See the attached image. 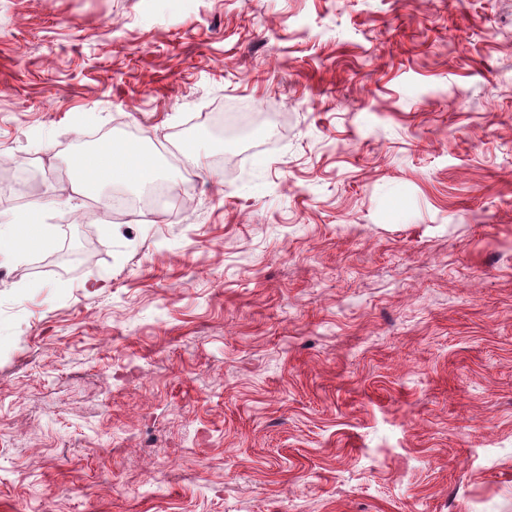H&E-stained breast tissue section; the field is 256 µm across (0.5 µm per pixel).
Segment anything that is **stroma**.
Returning <instances> with one entry per match:
<instances>
[{"label":"stroma","mask_w":512,"mask_h":512,"mask_svg":"<svg viewBox=\"0 0 512 512\" xmlns=\"http://www.w3.org/2000/svg\"><path fill=\"white\" fill-rule=\"evenodd\" d=\"M113 140L183 196L67 200ZM36 202L0 512H512V0H0Z\"/></svg>","instance_id":"1"}]
</instances>
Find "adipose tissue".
<instances>
[{
  "instance_id": "obj_1",
  "label": "adipose tissue",
  "mask_w": 512,
  "mask_h": 512,
  "mask_svg": "<svg viewBox=\"0 0 512 512\" xmlns=\"http://www.w3.org/2000/svg\"><path fill=\"white\" fill-rule=\"evenodd\" d=\"M71 191L78 196H100L104 187H147L159 178L154 162L128 151L123 145L106 143L82 153ZM42 205H31L0 230V266L19 260L36 247L51 244L54 230L43 221Z\"/></svg>"
}]
</instances>
